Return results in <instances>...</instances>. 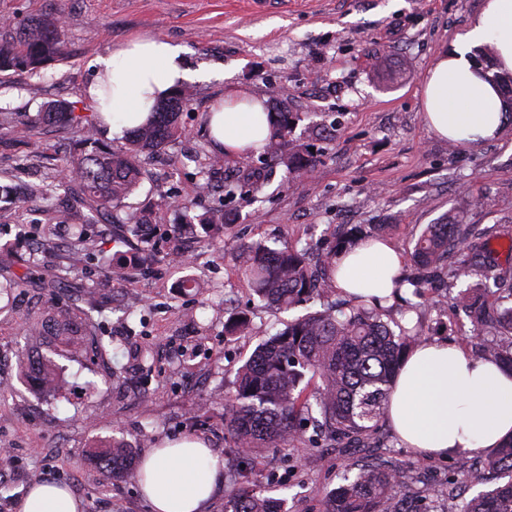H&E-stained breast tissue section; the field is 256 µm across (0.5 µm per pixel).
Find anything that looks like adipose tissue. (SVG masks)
I'll return each instance as SVG.
<instances>
[{
  "mask_svg": "<svg viewBox=\"0 0 512 512\" xmlns=\"http://www.w3.org/2000/svg\"><path fill=\"white\" fill-rule=\"evenodd\" d=\"M487 43L497 68L512 70V0H485L467 34L429 68L420 106L436 137L477 144L502 128L501 97L471 60L473 48ZM188 78L181 45L134 37L96 59L87 92L109 129L120 134L145 123L154 106ZM268 110L264 95L230 85L211 106L207 126L217 147L235 157L268 138ZM334 265L339 291L386 307L394 301L404 258L391 244L367 239L338 253ZM386 416L405 445L424 458L489 450L512 435V371L445 341H421L398 372ZM217 473L209 448L181 440L144 461L139 486L152 512H201ZM17 512H82V505L66 487L39 483Z\"/></svg>",
  "mask_w": 512,
  "mask_h": 512,
  "instance_id": "1",
  "label": "adipose tissue"
}]
</instances>
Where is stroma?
Segmentation results:
<instances>
[{"label":"stroma","instance_id":"obj_1","mask_svg":"<svg viewBox=\"0 0 512 512\" xmlns=\"http://www.w3.org/2000/svg\"><path fill=\"white\" fill-rule=\"evenodd\" d=\"M483 0H273L252 12L248 0H0V32L33 19L60 21L63 59L36 71L0 73V183L17 196L0 202V277L59 276L54 288L21 284L0 297V448L11 468L0 472V512L35 478L68 485L83 512H150L135 480L115 481L84 462L88 446L123 437L144 457L166 441H203L223 468L239 466L224 435L216 390L232 394L241 363L279 328L283 313L253 301L237 269L234 245L288 240L330 244L356 225L391 224L388 241L409 255L422 227L467 210L484 229L512 221V116L491 140L449 150L425 125L420 94L429 67L464 34ZM161 37L187 48L194 100L182 112L184 135L152 154L140 188L125 204L90 219L76 196L58 189L73 141L82 130H55L38 115L54 102L92 116L85 88L93 62L130 36ZM230 83L287 99L298 114L284 151L314 145V174L274 176L257 192L222 199V184L239 158L210 138L206 115ZM42 179L57 187L51 205L23 199ZM164 208H157L159 200ZM224 207L228 225L200 218ZM150 211L140 236L122 242L128 208ZM85 225L98 250L75 270L65 267L76 242L70 225ZM122 254L125 269L112 267ZM197 291H184L183 276ZM99 305L98 330L112 348L97 356L89 337L59 364L65 379L53 403L23 383L17 354L25 347V315L75 298ZM246 313L250 333L228 337L230 313ZM426 337L474 351L469 318L450 308H422ZM261 483L288 512H321L346 466L384 458L410 463V495L442 488L473 472L474 457L424 459L383 426L368 448L319 447L294 441L265 451Z\"/></svg>","mask_w":512,"mask_h":512}]
</instances>
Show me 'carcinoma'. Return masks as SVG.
Wrapping results in <instances>:
<instances>
[{
	"label": "carcinoma",
	"mask_w": 512,
	"mask_h": 512,
	"mask_svg": "<svg viewBox=\"0 0 512 512\" xmlns=\"http://www.w3.org/2000/svg\"><path fill=\"white\" fill-rule=\"evenodd\" d=\"M60 25L55 19H40L0 37V72L35 69L61 54ZM492 80L502 94L503 111L512 112V73L495 72ZM193 99L188 86H180L161 103L152 119L133 130L127 146L114 150L94 137L96 125L83 127L77 155L68 164L69 177L59 187L76 185L89 200V208L101 212L128 198L138 188L144 157L161 149L183 130L179 113ZM298 115L288 111V99L271 113V135L263 151L284 167L285 179L315 170L314 153L304 147L288 154L282 141ZM43 120L67 125L75 120L71 105L63 102L46 107ZM252 157L242 158L239 175L224 184V196L257 189L252 178ZM54 186L31 182L26 195L47 200ZM150 223L145 211L126 213L125 231ZM362 229L321 252L324 274L317 275L307 262V249L288 242L272 248L259 241L237 254L238 268L261 300L283 309L320 299L330 292L325 272L333 269L336 253L349 247ZM95 244L82 237L81 246L67 258V268L80 265ZM412 271L404 281L413 286L412 296L427 301L432 284L464 285L448 297L450 306L464 312L477 335L486 337L473 356L499 362L512 369V279L498 273V262L482 235L468 224L467 214L454 212L438 224H428L411 250ZM102 311L75 303L52 308L46 317L29 326L32 343L41 345L48 336L90 335ZM250 321L243 312L227 319L224 333L244 335ZM423 336L421 322L395 331L383 319V308L356 303L345 310L331 304L289 321L262 341L238 369L234 398L224 413V430L231 435L237 454L252 475L263 472L262 448H276L300 439L309 426L324 427L336 444L354 443L363 448L382 428L391 384L405 355ZM24 374L40 389L63 381L60 367L51 357L27 356ZM89 461L113 478L132 474L134 451L129 444L112 439L88 449ZM489 472L503 482L463 502L461 512H512V435L505 438L484 460ZM407 467L392 461L373 465H350L343 483L325 494L322 512H429L430 493L410 501L405 487ZM224 512H282L280 500L265 495L261 484L246 481L224 494Z\"/></svg>",
	"instance_id": "carcinoma-1"
}]
</instances>
